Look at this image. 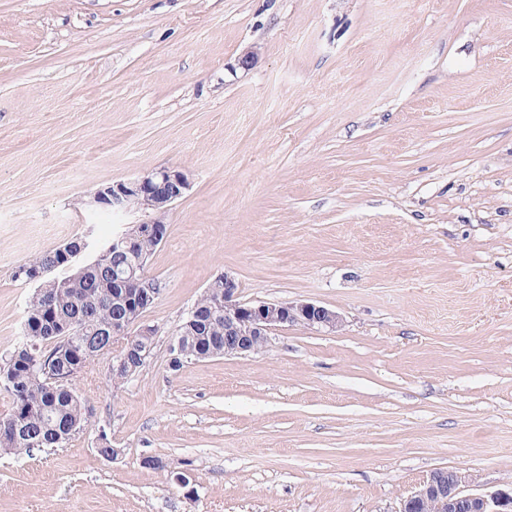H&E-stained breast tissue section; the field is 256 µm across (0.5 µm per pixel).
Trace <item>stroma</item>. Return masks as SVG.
Wrapping results in <instances>:
<instances>
[{
  "label": "stroma",
  "instance_id": "stroma-1",
  "mask_svg": "<svg viewBox=\"0 0 512 512\" xmlns=\"http://www.w3.org/2000/svg\"><path fill=\"white\" fill-rule=\"evenodd\" d=\"M165 167L189 187L148 264L153 354L78 378L69 445L0 450V512H399L438 468L512 488V0H0V356L17 266L141 222L79 201ZM223 273L343 326L171 372Z\"/></svg>",
  "mask_w": 512,
  "mask_h": 512
}]
</instances>
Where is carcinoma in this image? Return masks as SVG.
Returning a JSON list of instances; mask_svg holds the SVG:
<instances>
[{"mask_svg":"<svg viewBox=\"0 0 512 512\" xmlns=\"http://www.w3.org/2000/svg\"><path fill=\"white\" fill-rule=\"evenodd\" d=\"M138 252L115 249L106 258L66 272L55 249L27 259L21 267L43 272L26 304L24 322L35 328L46 322L43 336H24L7 357L0 358V391L8 395L10 408L0 415V448L16 455L35 449L62 448L88 426L90 408L75 381L55 384L41 369L49 365L59 374L81 373L95 364L97 354L78 341L67 342V326L81 322L86 336L94 338L112 328V317H131L123 307L116 273L128 269L143 251L153 250L150 239L135 233ZM183 361L209 359L224 349V316H205L183 325Z\"/></svg>","mask_w":512,"mask_h":512,"instance_id":"obj_1","label":"carcinoma"}]
</instances>
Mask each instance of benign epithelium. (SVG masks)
I'll use <instances>...</instances> for the list:
<instances>
[{"label":"benign epithelium","mask_w":512,"mask_h":512,"mask_svg":"<svg viewBox=\"0 0 512 512\" xmlns=\"http://www.w3.org/2000/svg\"><path fill=\"white\" fill-rule=\"evenodd\" d=\"M187 175L175 168H164L131 181L102 186L90 193L83 204L107 208L114 213L136 211L165 212L188 189ZM148 256L129 268L118 279L123 295L135 306V317L112 320L111 338L101 352L112 353V366L122 368L133 337H142L137 352L141 362L151 357L156 329L143 321L160 295L154 280L142 272ZM224 294L212 295L211 310L224 313V355L250 356L263 351L273 331L288 325L334 332L342 317L334 310L310 301L259 302L245 306L237 300L235 279L224 273ZM465 477L457 470L437 469L420 489L402 500L400 512H512V492L497 490L467 494Z\"/></svg>","instance_id":"benign-epithelium-1"}]
</instances>
